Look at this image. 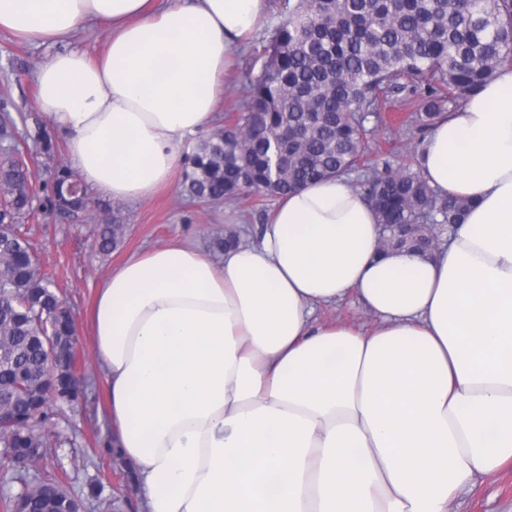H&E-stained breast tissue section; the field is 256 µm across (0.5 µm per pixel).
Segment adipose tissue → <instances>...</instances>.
Returning a JSON list of instances; mask_svg holds the SVG:
<instances>
[{
  "label": "adipose tissue",
  "instance_id": "obj_1",
  "mask_svg": "<svg viewBox=\"0 0 512 512\" xmlns=\"http://www.w3.org/2000/svg\"><path fill=\"white\" fill-rule=\"evenodd\" d=\"M267 15L268 0H0V30L35 47L106 26L101 59L55 52L35 82L73 169L118 202L170 182ZM420 172L470 202L429 255L379 253L339 176L282 197L221 259L181 239L113 268L92 346L144 512H448L512 463V68L435 121ZM352 292L376 328L318 323Z\"/></svg>",
  "mask_w": 512,
  "mask_h": 512
}]
</instances>
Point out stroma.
Wrapping results in <instances>:
<instances>
[{
	"instance_id": "obj_1",
	"label": "stroma",
	"mask_w": 512,
	"mask_h": 512,
	"mask_svg": "<svg viewBox=\"0 0 512 512\" xmlns=\"http://www.w3.org/2000/svg\"><path fill=\"white\" fill-rule=\"evenodd\" d=\"M295 0H269L270 9L261 29L248 45L235 53L234 64L224 82L219 113L241 112L247 104L246 84L262 68V47L288 13ZM52 50L36 48L0 31V109L10 113L12 138L0 140V160L6 148L16 146L31 173L37 192L35 204L20 215L18 222L34 243L42 272L52 275L61 295L71 307L81 350L83 385L86 396L78 403L55 406L57 437L48 450V460L74 496L82 499L83 512H103L111 502L112 512H141L137 482L124 459L110 457L105 443L112 440V427L106 416V382L95 358L86 324V315L95 292L112 269L134 253L175 239L196 240L213 257L221 252L214 245L215 232L227 227L239 234L243 243L255 241L258 225L266 223L277 199L264 196L250 207L226 204L207 206L180 196L176 185L161 189L153 197L134 203H119L93 194L88 207L69 214L46 211L41 187L54 169L68 165L69 158L60 136H53L54 154H44L34 134L45 120L36 106L34 73ZM418 108L413 99L396 94L390 97L380 115L368 116L369 150L388 148L397 143L406 149L419 145L422 133L411 121ZM114 216L124 226L120 243L111 252H101L96 243L97 226ZM318 321L343 322L371 330L377 324L356 294L317 308ZM99 485L100 497L89 495L91 485ZM448 512H512V466L478 477L459 490Z\"/></svg>"
}]
</instances>
